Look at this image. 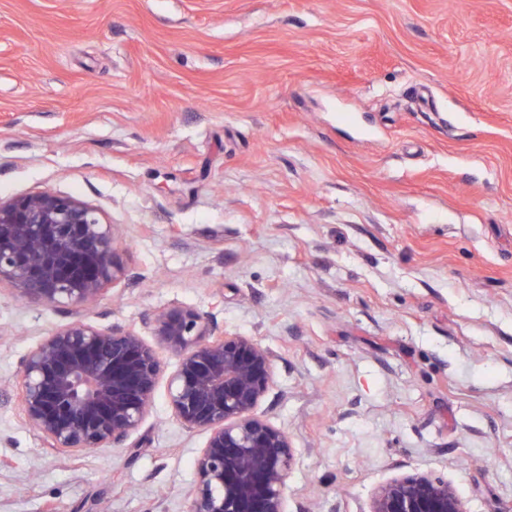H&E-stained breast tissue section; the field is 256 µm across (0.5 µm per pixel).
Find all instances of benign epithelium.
Returning <instances> with one entry per match:
<instances>
[{
  "mask_svg": "<svg viewBox=\"0 0 512 512\" xmlns=\"http://www.w3.org/2000/svg\"><path fill=\"white\" fill-rule=\"evenodd\" d=\"M121 238L87 202L49 190L0 199V283L33 304L93 308L121 281ZM157 345L119 325L78 317L40 337L17 371L26 424L49 448L76 455L124 444L145 421L162 374L159 348L177 358L169 401L185 427L206 433L188 512H286L294 461L288 433L258 407L274 386L276 353L253 338L218 335L197 310L152 320ZM368 512H469L445 480L426 474L379 486Z\"/></svg>",
  "mask_w": 512,
  "mask_h": 512,
  "instance_id": "1",
  "label": "benign epithelium"
}]
</instances>
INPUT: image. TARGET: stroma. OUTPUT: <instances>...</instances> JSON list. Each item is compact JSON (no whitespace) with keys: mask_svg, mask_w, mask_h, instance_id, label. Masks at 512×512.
I'll use <instances>...</instances> for the list:
<instances>
[{"mask_svg":"<svg viewBox=\"0 0 512 512\" xmlns=\"http://www.w3.org/2000/svg\"><path fill=\"white\" fill-rule=\"evenodd\" d=\"M122 238L98 322L186 306L274 349L288 512L391 478L512 512V0H0V199ZM0 284V379L74 320ZM204 433L158 387L120 448L0 406V512H186Z\"/></svg>","mask_w":512,"mask_h":512,"instance_id":"stroma-1","label":"stroma"}]
</instances>
